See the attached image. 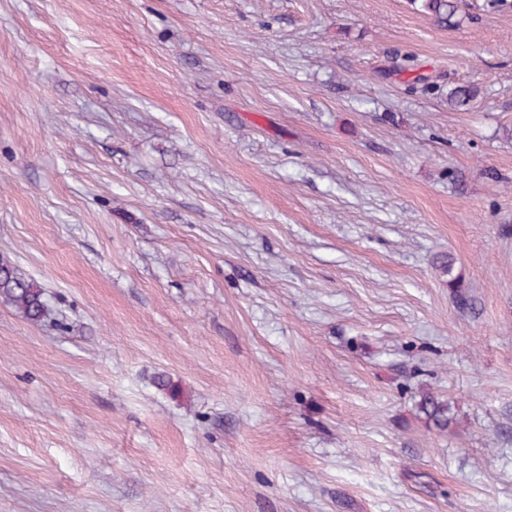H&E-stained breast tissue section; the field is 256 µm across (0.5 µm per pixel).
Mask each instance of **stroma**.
<instances>
[{"label":"stroma","instance_id":"35a3bbf8","mask_svg":"<svg viewBox=\"0 0 512 512\" xmlns=\"http://www.w3.org/2000/svg\"><path fill=\"white\" fill-rule=\"evenodd\" d=\"M0 259V512H512V10L0 0ZM419 12L431 17L440 25L456 27L461 19L470 15L472 4L467 0H410ZM0 299L33 323H40L52 314L45 290L20 274L10 262L3 260L0 261ZM418 397L415 407L426 425L440 433H448L455 420L448 400L427 389L421 391Z\"/></svg>","mask_w":512,"mask_h":512}]
</instances>
